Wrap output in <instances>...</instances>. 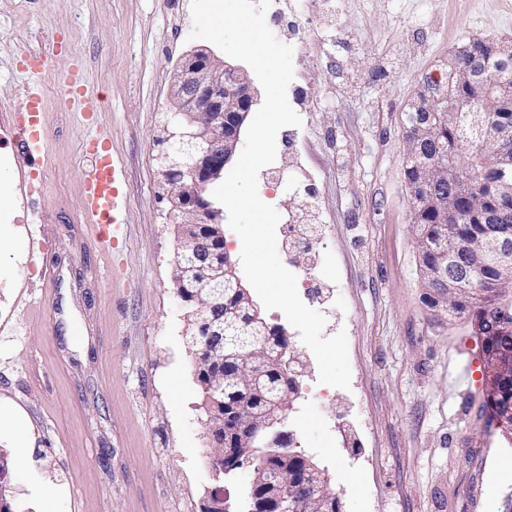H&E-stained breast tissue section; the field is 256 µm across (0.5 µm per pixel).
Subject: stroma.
I'll list each match as a JSON object with an SVG mask.
<instances>
[{"instance_id": "obj_1", "label": "stroma", "mask_w": 512, "mask_h": 512, "mask_svg": "<svg viewBox=\"0 0 512 512\" xmlns=\"http://www.w3.org/2000/svg\"><path fill=\"white\" fill-rule=\"evenodd\" d=\"M266 22L293 50L302 124L278 132L258 194L280 214L278 254L298 288L312 280L328 296L323 334L345 333L351 370L350 389L319 383L298 331L263 311L305 364L289 430L343 512H512V483L491 485L512 435L478 418L482 339L468 315L424 299L402 127L448 54L512 38V0H275ZM192 29L191 0H0V104H23L25 57L49 61L37 78L43 168L0 210L12 228L0 241V407L26 427L16 512H202L219 486L231 512L245 508L247 475L219 481L209 465L157 163ZM74 71L127 171L130 223L111 252L84 213L94 127L64 102ZM452 357L474 372L453 401Z\"/></svg>"}]
</instances>
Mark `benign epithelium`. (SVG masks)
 I'll return each mask as SVG.
<instances>
[{
	"instance_id": "benign-epithelium-1",
	"label": "benign epithelium",
	"mask_w": 512,
	"mask_h": 512,
	"mask_svg": "<svg viewBox=\"0 0 512 512\" xmlns=\"http://www.w3.org/2000/svg\"><path fill=\"white\" fill-rule=\"evenodd\" d=\"M481 52L496 62L499 73L491 78L478 67H463L459 58L466 52ZM257 102V92L247 71L215 55L206 47L191 50L181 57L169 90L170 113L163 127L168 148L158 161L165 183L174 194V220L181 225L177 246L175 278L177 293L187 301L183 288L196 262L208 270V278L197 286L194 302L209 310L213 320L229 328V310L218 301L214 285L229 282L235 268L224 250L223 208L207 192L231 163L240 144V132ZM408 112H425L427 119L405 129L406 160L414 171L408 184L411 213L434 209L442 223H462L458 198L468 200L469 223L478 225L471 239L455 235L448 241V254L436 258L427 269L429 279L448 283V309L466 303L467 294L455 290L450 271L482 269L490 271L491 287L505 309L512 303V227L501 217L512 214V147L503 132L505 117L512 115V41L474 39L460 47L441 68L426 75L406 104ZM462 112L475 115V137L483 149L492 145L495 178L481 189L463 174L448 167L447 158L433 157L416 161L420 142H436L442 129ZM298 356L277 362L279 372L290 383L297 382L303 371L293 369ZM260 353L224 352L218 378H234L252 395L265 390V364ZM490 381L512 384V352L491 356L487 367ZM292 398L282 396L272 401L266 411L234 406L222 407L223 443L216 454L220 472L233 478L250 470L246 501L248 512H334L337 494L330 489V478L315 462L305 459L306 471L292 466L299 453L294 451V434L285 429ZM263 435L266 447L275 453L246 467L250 448L257 435Z\"/></svg>"
}]
</instances>
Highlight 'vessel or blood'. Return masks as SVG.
I'll return each instance as SVG.
<instances>
[{
  "label": "vessel or blood",
  "instance_id": "obj_1",
  "mask_svg": "<svg viewBox=\"0 0 512 512\" xmlns=\"http://www.w3.org/2000/svg\"><path fill=\"white\" fill-rule=\"evenodd\" d=\"M42 92L31 86L23 106L0 110V126L8 127L23 157L19 170L20 183H27L29 174L39 170L47 132L39 120ZM94 163L83 182L86 210L100 241L111 243L123 236L129 222L124 193L125 170L113 155L106 134L100 133L86 143ZM471 370L455 363L448 366V397L456 399L470 384Z\"/></svg>",
  "mask_w": 512,
  "mask_h": 512
}]
</instances>
